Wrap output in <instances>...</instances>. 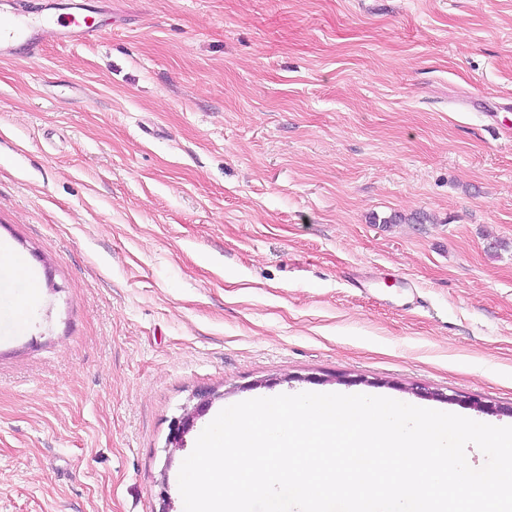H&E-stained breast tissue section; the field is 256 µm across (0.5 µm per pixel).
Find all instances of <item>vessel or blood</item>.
<instances>
[{
    "label": "vessel or blood",
    "mask_w": 512,
    "mask_h": 512,
    "mask_svg": "<svg viewBox=\"0 0 512 512\" xmlns=\"http://www.w3.org/2000/svg\"><path fill=\"white\" fill-rule=\"evenodd\" d=\"M112 0H0V59H37L46 46L95 41Z\"/></svg>",
    "instance_id": "b4317fda"
}]
</instances>
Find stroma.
I'll return each mask as SVG.
<instances>
[{
	"instance_id": "stroma-1",
	"label": "stroma",
	"mask_w": 512,
	"mask_h": 512,
	"mask_svg": "<svg viewBox=\"0 0 512 512\" xmlns=\"http://www.w3.org/2000/svg\"><path fill=\"white\" fill-rule=\"evenodd\" d=\"M507 127L512 0H112L0 60V243L39 284L0 286V512H157L162 477L184 512L203 429L282 393L512 426ZM218 397L221 395L212 391L197 392L194 395L196 403L181 407V412L170 421V432L165 448H182L184 437L192 429L196 419L204 415Z\"/></svg>"
}]
</instances>
